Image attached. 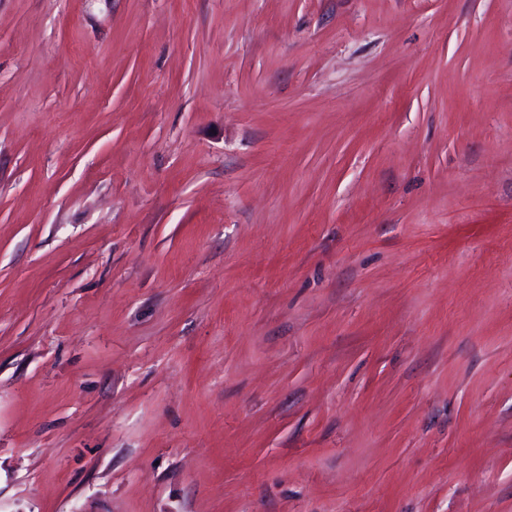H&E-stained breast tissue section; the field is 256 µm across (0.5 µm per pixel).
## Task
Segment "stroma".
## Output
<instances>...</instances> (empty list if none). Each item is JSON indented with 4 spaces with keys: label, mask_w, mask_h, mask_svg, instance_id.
I'll return each mask as SVG.
<instances>
[{
    "label": "stroma",
    "mask_w": 512,
    "mask_h": 512,
    "mask_svg": "<svg viewBox=\"0 0 512 512\" xmlns=\"http://www.w3.org/2000/svg\"><path fill=\"white\" fill-rule=\"evenodd\" d=\"M0 512H512V0H0Z\"/></svg>",
    "instance_id": "stroma-1"
}]
</instances>
